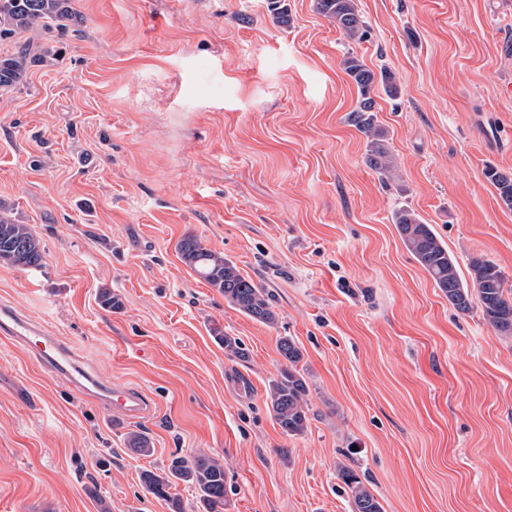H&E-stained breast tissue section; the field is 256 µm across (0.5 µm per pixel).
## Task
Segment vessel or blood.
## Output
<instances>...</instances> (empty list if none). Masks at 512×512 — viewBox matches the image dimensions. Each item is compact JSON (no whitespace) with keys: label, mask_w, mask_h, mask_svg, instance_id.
<instances>
[{"label":"vessel or blood","mask_w":512,"mask_h":512,"mask_svg":"<svg viewBox=\"0 0 512 512\" xmlns=\"http://www.w3.org/2000/svg\"><path fill=\"white\" fill-rule=\"evenodd\" d=\"M0 337L29 349L54 378L111 410L113 416L136 417L146 413L141 392L85 371L66 341L47 334L31 319L5 304L0 306Z\"/></svg>","instance_id":"vessel-or-blood-1"}]
</instances>
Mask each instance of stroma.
Wrapping results in <instances>:
<instances>
[{
  "instance_id": "1",
  "label": "stroma",
  "mask_w": 512,
  "mask_h": 512,
  "mask_svg": "<svg viewBox=\"0 0 512 512\" xmlns=\"http://www.w3.org/2000/svg\"><path fill=\"white\" fill-rule=\"evenodd\" d=\"M286 2L282 25L267 0H72L66 31L0 39L27 53L0 88V209L45 247L0 266V303L151 403L115 418L0 338V512H168L140 475L199 450L224 459L226 512H351L340 463L384 512H512V337L457 311L393 221L414 210L460 274L481 255L512 285L487 176L512 172V0H355L361 43ZM350 53L398 88L374 91L388 179L348 120ZM187 235L267 288L277 323L187 267ZM284 336L310 389L294 438L266 405ZM214 338L224 347V354L229 359L244 360L248 353L242 340L238 337L223 334L218 327L213 328Z\"/></svg>"
}]
</instances>
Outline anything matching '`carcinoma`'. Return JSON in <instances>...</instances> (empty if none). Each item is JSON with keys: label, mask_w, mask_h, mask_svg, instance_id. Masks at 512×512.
<instances>
[{"label": "carcinoma", "mask_w": 512, "mask_h": 512, "mask_svg": "<svg viewBox=\"0 0 512 512\" xmlns=\"http://www.w3.org/2000/svg\"><path fill=\"white\" fill-rule=\"evenodd\" d=\"M317 10L350 40L364 39L365 30L355 0H316ZM75 20L70 0H0V35H11L33 29L50 31L64 29ZM26 56L0 58V87L14 86L20 79ZM344 71L358 91L356 107L349 113V122L368 143V163L377 173L387 176L393 170L386 146V133L377 121L373 96L376 75L358 56L350 53L343 61ZM489 178L499 191L504 205L512 207V174L492 171ZM406 248L415 257L436 287L457 310L471 309L478 298L486 321L499 333L512 336V288L493 262L482 256L469 261V279L459 273L457 263L431 225L422 221L413 210L401 208L393 217ZM180 259L201 279L224 295V300L248 318L266 324L276 323L269 291L245 277L237 265L223 254L213 251L192 235L176 244ZM40 239L30 225L19 224L0 212V265L39 268L43 264ZM215 340L224 347L230 359L244 360L248 353L242 340L213 328ZM278 353L284 359L267 390V405L273 418L288 437L303 435L309 423V386L298 364L302 351L290 337L279 339ZM129 449L141 456L153 453L150 439L139 431L127 435ZM338 477L352 498V512H384L381 503L363 483L356 470L347 465L337 469ZM143 488L163 500L169 512H187L182 499L171 492L173 486L184 484L194 489L193 512H224L226 502L224 459L198 451L192 455H174L161 473H141Z\"/></svg>", "instance_id": "carcinoma-1"}]
</instances>
